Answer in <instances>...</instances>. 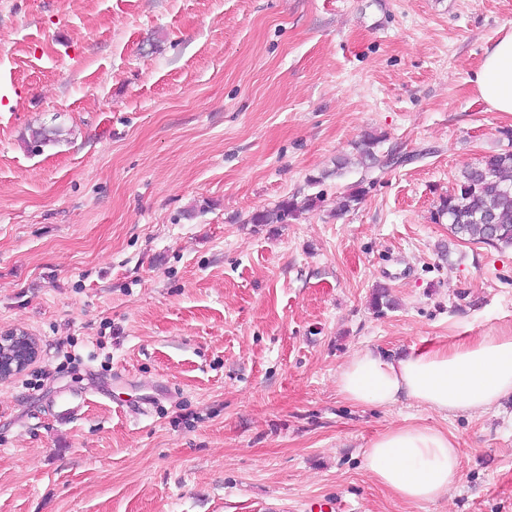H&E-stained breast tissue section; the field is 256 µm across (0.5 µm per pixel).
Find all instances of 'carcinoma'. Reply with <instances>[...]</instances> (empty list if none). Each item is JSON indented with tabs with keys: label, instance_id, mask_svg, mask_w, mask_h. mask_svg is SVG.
I'll return each instance as SVG.
<instances>
[{
	"label": "carcinoma",
	"instance_id": "obj_1",
	"mask_svg": "<svg viewBox=\"0 0 512 512\" xmlns=\"http://www.w3.org/2000/svg\"><path fill=\"white\" fill-rule=\"evenodd\" d=\"M62 129L42 128L33 134L34 148L39 149L60 141ZM384 136L369 134L356 147L357 165L364 171L388 167L393 164V154H378ZM351 161L339 157L335 169L308 179L311 186H319L331 177L345 173ZM365 195L359 182L348 187L336 212L349 211ZM324 194L309 195L304 202L289 196L278 202L272 210H259L251 214V224H282L303 211L318 207ZM439 212L448 219L451 234L459 239L494 247L512 248V150L489 153L478 164L465 169L455 187L441 200Z\"/></svg>",
	"mask_w": 512,
	"mask_h": 512
}]
</instances>
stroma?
Masks as SVG:
<instances>
[{"label": "stroma", "mask_w": 512, "mask_h": 512, "mask_svg": "<svg viewBox=\"0 0 512 512\" xmlns=\"http://www.w3.org/2000/svg\"><path fill=\"white\" fill-rule=\"evenodd\" d=\"M511 27L512 0H0V332L39 347L0 382V512H512V399L336 392L360 349L512 328V249L437 213L512 145L472 83ZM369 132L403 160L335 214ZM325 170L322 207L249 223ZM401 424L456 437L445 500L365 469Z\"/></svg>", "instance_id": "stroma-1"}]
</instances>
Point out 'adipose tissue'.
<instances>
[{"instance_id": "obj_1", "label": "adipose tissue", "mask_w": 512, "mask_h": 512, "mask_svg": "<svg viewBox=\"0 0 512 512\" xmlns=\"http://www.w3.org/2000/svg\"><path fill=\"white\" fill-rule=\"evenodd\" d=\"M473 82L492 111L512 114V29L485 49ZM336 388L346 401L369 408L407 399L447 417L487 412L512 398V329L407 354L357 351L339 368ZM365 467L396 498L435 503L460 480L461 450L436 427L397 425L369 443Z\"/></svg>"}]
</instances>
